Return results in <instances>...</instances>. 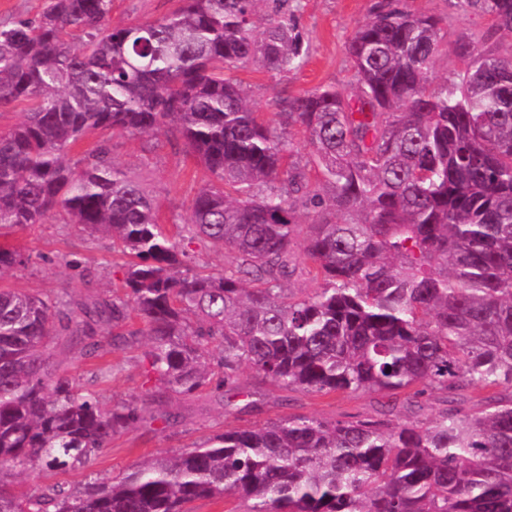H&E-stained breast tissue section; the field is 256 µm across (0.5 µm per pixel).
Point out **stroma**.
Returning a JSON list of instances; mask_svg holds the SVG:
<instances>
[{"instance_id":"35a3bbf8","label":"stroma","mask_w":512,"mask_h":512,"mask_svg":"<svg viewBox=\"0 0 512 512\" xmlns=\"http://www.w3.org/2000/svg\"><path fill=\"white\" fill-rule=\"evenodd\" d=\"M376 0H298L295 10L299 30L309 44V56L301 68L277 73L249 63L235 75L247 87L256 111L273 116L278 101L296 97L321 86L334 85L348 91L353 71L346 52L347 42L358 22L369 14ZM417 14L435 15L443 20L448 42L473 35L484 36V49L507 45L511 38L494 31L490 17L456 6L453 0H407ZM178 0H112L109 23L122 27L133 22L153 21L171 14ZM108 143L112 158L129 179L137 183L158 204L167 226L188 221L191 202L207 175L187 156L182 142L165 135L131 137L108 130L85 136L82 149ZM13 245L33 257L32 264L5 279L17 288L46 298L67 293L72 301L111 296L123 278L125 255L113 247L110 238L88 236L75 224L51 221L16 228L7 236ZM80 259L73 268L71 259ZM50 351L61 375L75 379L82 389L97 395L101 405H112L141 398L149 386L147 345L137 342L121 351L105 350L101 356L85 357L73 349L67 337H54ZM240 387L258 392L257 408L242 410L225 405L217 394L201 391L176 399L180 412L176 423L155 420L115 436L85 468L63 474L34 469L18 481L21 493L56 483L78 490L90 478L120 479L133 467L160 456H171L193 448L197 443L228 428H246L288 416H308L334 422L355 417L377 416L385 401L377 393L312 394L283 390L261 381L251 369H243Z\"/></svg>"}]
</instances>
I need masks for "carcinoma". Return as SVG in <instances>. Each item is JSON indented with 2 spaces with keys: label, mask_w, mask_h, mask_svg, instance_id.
Here are the masks:
<instances>
[{
  "label": "carcinoma",
  "mask_w": 512,
  "mask_h": 512,
  "mask_svg": "<svg viewBox=\"0 0 512 512\" xmlns=\"http://www.w3.org/2000/svg\"><path fill=\"white\" fill-rule=\"evenodd\" d=\"M180 2L112 28V0H47L0 25V108L26 107L0 132V238L58 220L131 257L124 293L77 312L0 288V512H191L236 497L248 512H512V43L450 48L441 18L378 0L347 43L353 92L284 99L276 123L232 71L303 65L288 0H273L261 28L263 0ZM458 3L512 37V0ZM450 49L462 67L435 84ZM294 128L312 148L305 164L289 161ZM99 129L183 141L209 175L185 231L230 257L223 272L192 261L108 146L69 158ZM302 211L320 281L310 296L285 288ZM30 264L0 241V277ZM103 326L114 351L146 337L154 380L110 409L58 376L48 351L71 336L92 355ZM244 366L285 390L390 401L377 417L227 429L82 491L12 492L27 470L89 464L154 405L240 390ZM474 388L503 394L476 412L453 407ZM431 389L452 407L394 419L393 398Z\"/></svg>",
  "instance_id": "cac0c4a2"
}]
</instances>
